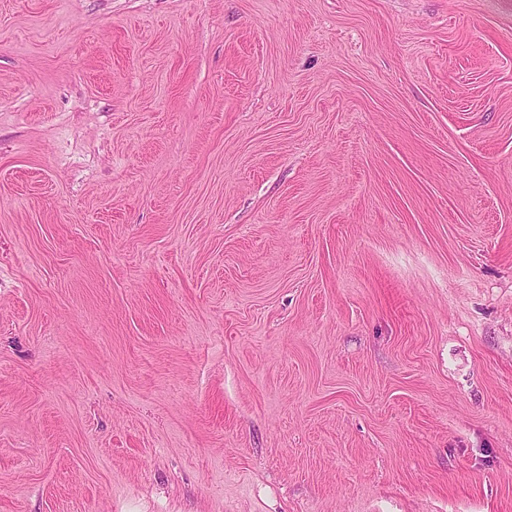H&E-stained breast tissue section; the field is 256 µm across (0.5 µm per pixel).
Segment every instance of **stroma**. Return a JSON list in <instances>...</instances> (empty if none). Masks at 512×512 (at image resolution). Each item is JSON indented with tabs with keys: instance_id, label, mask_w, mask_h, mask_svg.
I'll list each match as a JSON object with an SVG mask.
<instances>
[{
	"instance_id": "obj_1",
	"label": "stroma",
	"mask_w": 512,
	"mask_h": 512,
	"mask_svg": "<svg viewBox=\"0 0 512 512\" xmlns=\"http://www.w3.org/2000/svg\"><path fill=\"white\" fill-rule=\"evenodd\" d=\"M0 512H512V0H0Z\"/></svg>"
}]
</instances>
